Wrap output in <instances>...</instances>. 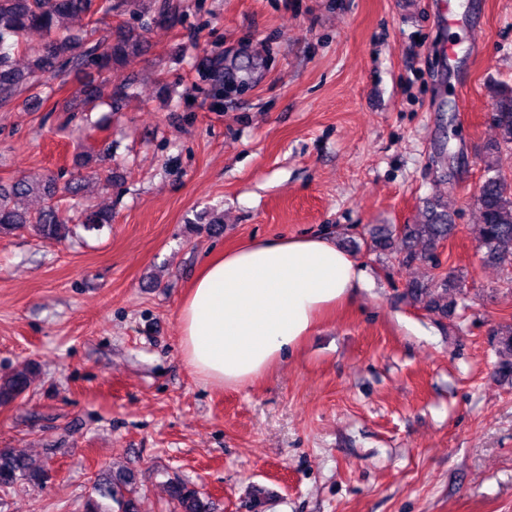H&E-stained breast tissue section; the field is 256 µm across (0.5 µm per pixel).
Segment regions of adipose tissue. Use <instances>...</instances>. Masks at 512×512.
Here are the masks:
<instances>
[{
    "instance_id": "adipose-tissue-1",
    "label": "adipose tissue",
    "mask_w": 512,
    "mask_h": 512,
    "mask_svg": "<svg viewBox=\"0 0 512 512\" xmlns=\"http://www.w3.org/2000/svg\"><path fill=\"white\" fill-rule=\"evenodd\" d=\"M366 285L361 262L333 239H251L200 269L178 312L183 360L205 379L247 386Z\"/></svg>"
}]
</instances>
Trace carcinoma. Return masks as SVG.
Masks as SVG:
<instances>
[{"mask_svg": "<svg viewBox=\"0 0 512 512\" xmlns=\"http://www.w3.org/2000/svg\"><path fill=\"white\" fill-rule=\"evenodd\" d=\"M100 12H112L108 0L99 4L95 0H0V100L22 90L35 95L44 86L42 78L45 74L75 64L86 71L85 102L95 103L100 98L99 82L112 71V64L137 52L135 44L123 32L113 40L105 39L87 50L82 49L80 39L69 32L64 21L82 16L92 25L98 22L95 15ZM30 28L45 31L50 39L41 49L28 55L29 68L24 73L13 68L12 52L22 47L24 33ZM496 124L498 138L488 146L489 155L498 152L503 144H512V92L498 93ZM80 190L81 184L72 181L60 187L53 177L38 184L19 178L8 186H0V235H10L30 224L44 239L61 241L67 238L70 226L60 215L55 197L61 191L76 194ZM32 192L42 195V204L37 211L27 214L12 205L13 198ZM477 203L481 212L479 240L485 248L486 260L512 267V181L501 174L492 161L486 162ZM110 223V210L91 211L84 217V227L89 231ZM454 231L455 225L449 222L447 212L435 205L430 208L425 223L405 224L399 230L390 226L374 228L364 245L371 251L385 253L391 250L396 235L404 244L403 263L429 262L437 267L436 249ZM449 288L446 279L438 286L414 282L406 288L405 296L424 303L431 311L452 317L459 302ZM493 336L499 353L510 357L501 362L499 372L505 377L512 376V327L496 330ZM32 375L33 367L25 365L11 375L0 377V406L24 397L32 386ZM44 476L43 465L28 455L10 448L0 450V489L10 488L20 480L40 482ZM132 484L131 475L111 476L97 484L96 490L101 497L112 499L117 505L115 512H138L136 490ZM168 492L177 512H212L209 497L187 482L178 479L169 482Z\"/></svg>", "mask_w": 512, "mask_h": 512, "instance_id": "obj_1", "label": "carcinoma"}]
</instances>
